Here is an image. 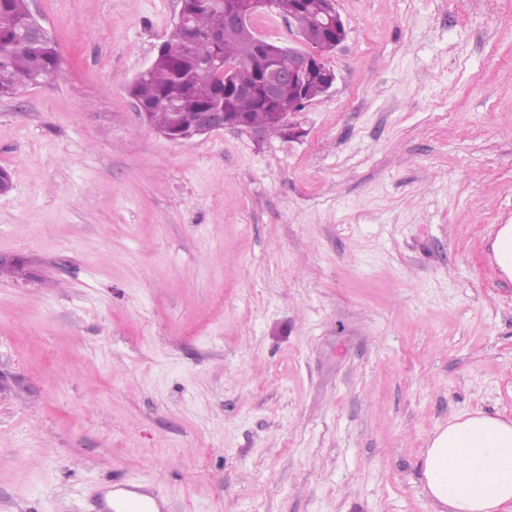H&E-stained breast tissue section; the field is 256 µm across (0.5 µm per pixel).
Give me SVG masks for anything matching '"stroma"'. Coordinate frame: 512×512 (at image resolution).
Here are the masks:
<instances>
[{
	"label": "stroma",
	"mask_w": 512,
	"mask_h": 512,
	"mask_svg": "<svg viewBox=\"0 0 512 512\" xmlns=\"http://www.w3.org/2000/svg\"><path fill=\"white\" fill-rule=\"evenodd\" d=\"M60 74L0 99V512H434L418 467L512 415V0H338L297 138L175 143L124 87L179 0H28ZM491 258L499 276L512 281V224H498L492 236ZM94 508L96 512L164 511L160 497L146 482L112 484L98 492L94 500Z\"/></svg>",
	"instance_id": "stroma-1"
}]
</instances>
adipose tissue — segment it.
Masks as SVG:
<instances>
[{
    "mask_svg": "<svg viewBox=\"0 0 512 512\" xmlns=\"http://www.w3.org/2000/svg\"><path fill=\"white\" fill-rule=\"evenodd\" d=\"M418 466L436 512H512V417L475 411L449 421Z\"/></svg>",
    "mask_w": 512,
    "mask_h": 512,
    "instance_id": "ef3b65f1",
    "label": "adipose tissue"
}]
</instances>
